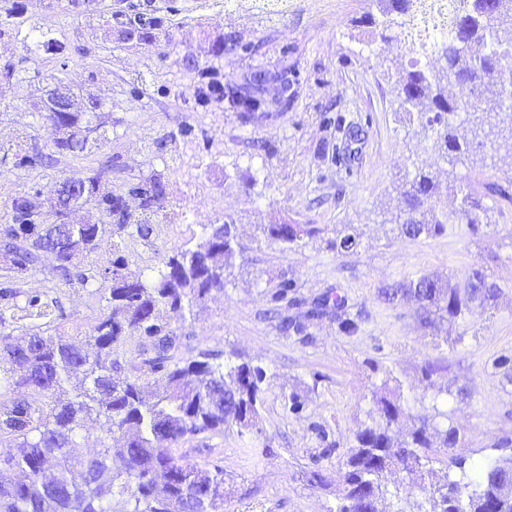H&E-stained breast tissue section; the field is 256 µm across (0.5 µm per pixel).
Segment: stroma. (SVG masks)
I'll return each instance as SVG.
<instances>
[{
	"label": "stroma",
	"instance_id": "35a3bbf8",
	"mask_svg": "<svg viewBox=\"0 0 512 512\" xmlns=\"http://www.w3.org/2000/svg\"><path fill=\"white\" fill-rule=\"evenodd\" d=\"M27 41L0 38V70L13 65L21 80L0 77V224L5 201L36 189L50 196L65 177L107 172L116 194L151 173L164 175L180 214L157 218L149 240L126 238L129 273L150 279L160 262L197 242L200 227L232 219L244 263L223 294L194 304L181 356L200 350L238 354L266 371L265 405L257 430L236 428L181 444L179 453L205 467L224 465V512H329L335 486L308 481L312 457L325 442L337 464L368 420L370 393L383 371L400 380L410 412L431 409L448 392V421L458 428L453 453L481 457L512 446V139L494 156L474 152L462 162L436 159L399 107L398 82L410 67L401 43L371 36L360 20L367 0H288L282 14L227 0H150L154 16L174 22L172 39L132 47L117 39L103 12L128 13L142 0H24ZM235 40L214 55L217 37ZM55 38L64 54L45 51ZM223 83L243 85L263 75L264 108L242 120L227 105L199 103L196 66ZM76 87V102L97 99L109 117L108 140L86 155L33 171L15 169L7 153L17 133L31 132L39 148L52 137L34 109L48 92ZM439 171L441 187L484 195L478 227L455 224L437 236H398L389 219L397 189L412 163ZM256 177L247 186V177ZM264 224H316L320 236L284 247L263 238ZM359 245L331 249L344 227ZM481 269L500 292L446 332L425 334L414 303L389 305L381 288L433 275L457 282ZM294 306L276 315L272 295L281 280ZM27 292L59 296L68 323L99 313L95 288L65 285L42 259ZM337 312L310 310L323 297ZM300 323L282 331L281 316ZM354 320L356 332L341 322ZM440 362L432 376L426 362ZM303 403L292 413L286 398Z\"/></svg>",
	"mask_w": 512,
	"mask_h": 512
}]
</instances>
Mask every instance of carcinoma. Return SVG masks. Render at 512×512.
Here are the masks:
<instances>
[{"mask_svg": "<svg viewBox=\"0 0 512 512\" xmlns=\"http://www.w3.org/2000/svg\"><path fill=\"white\" fill-rule=\"evenodd\" d=\"M377 14L367 16L372 33L383 40L406 37L432 6L426 0H375ZM163 19L136 12L120 37L152 42ZM512 30V0H457L448 15V37L433 50L436 63L422 67L412 60L398 87L400 109L418 127V136L442 160L470 155L484 145L475 126L492 119L508 123L512 133V44L499 42V32ZM200 100L227 102L244 117L261 109L253 90L224 85L207 67L197 68ZM492 83L498 94L482 95ZM470 116L455 124V114ZM42 123L55 130L54 153L76 157L103 144L106 120L96 102L86 110L55 111L37 107ZM35 136L23 132L14 144L15 166H44L49 155L32 146ZM101 172L84 179L85 203H93L104 220L68 224V201H58L55 223L36 224L42 200L33 192L19 193L5 207L11 223L0 225V361L16 370L0 372V389L11 397L0 402V512H224V467L201 468L181 460L175 447L187 438L224 433L227 427L250 430L264 408L266 371L241 358L212 351L178 359L180 337L171 326L187 310L212 293H222L240 252L235 248L233 221L203 224L194 246L162 260L151 281L126 274L124 237L146 240L153 218L169 206L162 174L129 185L139 192L140 213H131L124 196L112 193ZM396 214L398 235L417 238L442 233L450 224L482 223L487 207L479 195L467 193L448 207L434 175L413 165L400 186ZM270 241L294 245L320 233L316 224H265ZM112 260L97 265L89 258L104 250ZM54 254L53 271L68 285H99L105 308L80 331L76 341L65 331L63 315L55 314L58 298L27 297L14 303L18 282L36 269L42 254ZM87 264H81V261ZM500 292L486 275L473 269L463 284L444 285L420 276L379 291L395 303L399 297L416 303L420 327L434 334L474 313ZM35 321L24 325L22 320ZM148 368L165 381L161 393L147 394L144 380L128 374ZM386 375L372 393L369 423L359 429L336 469L341 486L334 512H381V501L392 497L396 512H512V448L484 456L471 467L448 455L457 447L459 431L439 422L448 412L410 415L406 438L394 443L392 425L405 414L401 387L387 390ZM103 434L101 447L84 454L76 443L87 420ZM18 443L21 452L10 450ZM336 444L313 459L311 479L325 488L329 475L321 461ZM441 465L439 481L423 488V496H401L404 475Z\"/></svg>", "mask_w": 512, "mask_h": 512, "instance_id": "1", "label": "carcinoma"}]
</instances>
